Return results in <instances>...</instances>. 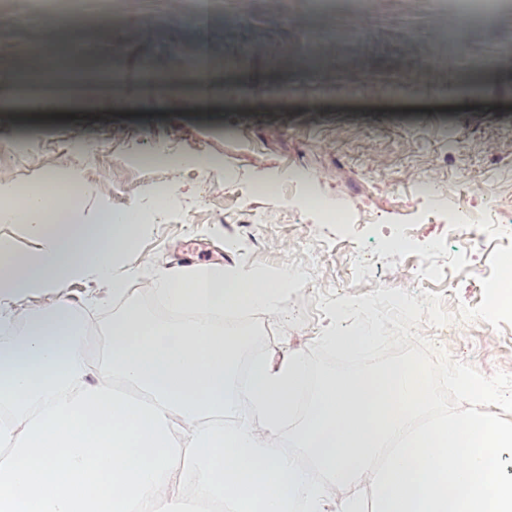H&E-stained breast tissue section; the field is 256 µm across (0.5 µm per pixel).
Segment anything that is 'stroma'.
I'll use <instances>...</instances> for the list:
<instances>
[{
	"label": "stroma",
	"instance_id": "35a3bbf8",
	"mask_svg": "<svg viewBox=\"0 0 512 512\" xmlns=\"http://www.w3.org/2000/svg\"><path fill=\"white\" fill-rule=\"evenodd\" d=\"M179 7L151 0L150 15L109 24L84 47V61L106 59L128 75L131 110L101 90L70 100L67 116L0 118V178L82 187L88 221L148 200L154 185L170 189L173 207L124 258L142 270L127 299L93 298L86 282L69 290L92 356L126 305L159 316L148 287L159 272L219 264L272 276L311 263L312 280L280 294L275 312L239 321L251 339L240 366L299 353L318 373L336 372L322 340L334 310L343 307L351 329L374 305L399 359L436 358L447 372L466 368L511 389L512 312L486 308L512 257V58L481 82L477 112L462 81L425 68L429 30L408 42L378 36L349 55L330 48L319 74L295 52L305 0H218L188 28ZM36 39L21 22L0 25V96L20 48ZM173 40L216 59L245 40L255 52L211 74L202 106L189 93L191 71L166 53ZM145 56L158 80L142 78ZM169 154L179 165L166 164ZM312 196L349 223H318L305 205ZM488 197L496 209L487 218Z\"/></svg>",
	"mask_w": 512,
	"mask_h": 512
}]
</instances>
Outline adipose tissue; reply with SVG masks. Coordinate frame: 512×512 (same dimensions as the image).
Instances as JSON below:
<instances>
[{
	"instance_id": "obj_1",
	"label": "adipose tissue",
	"mask_w": 512,
	"mask_h": 512,
	"mask_svg": "<svg viewBox=\"0 0 512 512\" xmlns=\"http://www.w3.org/2000/svg\"><path fill=\"white\" fill-rule=\"evenodd\" d=\"M57 203L31 191L0 224L21 221L32 247L0 237V329L29 295H65L78 280L127 293L124 265L143 227L137 207L93 224H44ZM288 273L268 278L214 265L157 274L164 305L231 318L271 310ZM25 319V318H24ZM28 321V320H27ZM66 302L0 341V512H512V396L460 372L463 413L423 421L434 401L413 364L309 380L297 354L255 359L233 382L246 341L206 322H167L129 307L91 362ZM315 394L278 440L295 398ZM248 401L238 424L224 416Z\"/></svg>"
}]
</instances>
